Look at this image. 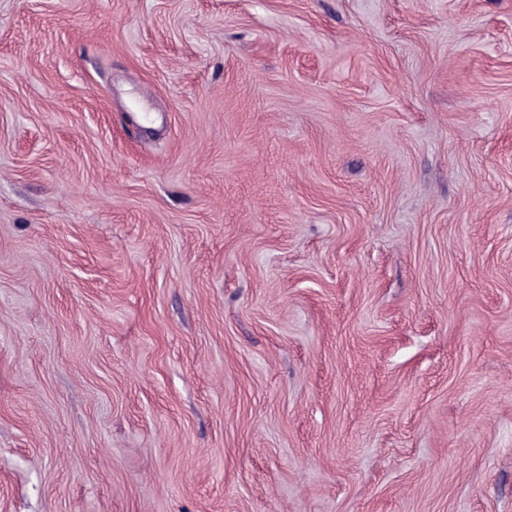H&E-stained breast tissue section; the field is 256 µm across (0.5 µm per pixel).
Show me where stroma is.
<instances>
[{
    "mask_svg": "<svg viewBox=\"0 0 512 512\" xmlns=\"http://www.w3.org/2000/svg\"><path fill=\"white\" fill-rule=\"evenodd\" d=\"M0 512H512V0H0Z\"/></svg>",
    "mask_w": 512,
    "mask_h": 512,
    "instance_id": "35a3bbf8",
    "label": "stroma"
}]
</instances>
